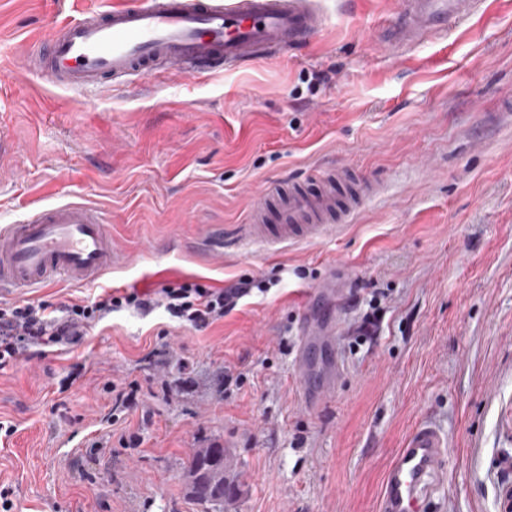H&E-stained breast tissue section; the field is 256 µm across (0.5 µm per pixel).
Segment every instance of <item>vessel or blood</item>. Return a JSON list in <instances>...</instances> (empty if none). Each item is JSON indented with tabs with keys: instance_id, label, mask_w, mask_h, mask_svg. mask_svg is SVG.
<instances>
[{
	"instance_id": "obj_1",
	"label": "vessel or blood",
	"mask_w": 512,
	"mask_h": 512,
	"mask_svg": "<svg viewBox=\"0 0 512 512\" xmlns=\"http://www.w3.org/2000/svg\"><path fill=\"white\" fill-rule=\"evenodd\" d=\"M383 40L411 47L447 34L479 13L483 0H403ZM314 0H140L62 22L44 42L36 66L45 80L83 90L128 78L150 80L168 70L219 72L292 50L321 29ZM332 191L290 194L279 224L254 209L241 244L266 247L319 242L337 230ZM102 211L80 201L35 207L0 225V296H28L57 281L84 287L109 274L116 261ZM337 321L305 311L296 328L294 363L302 404L316 409L334 390L343 364L335 347ZM449 438L432 420H418L389 464L379 512H425L448 472Z\"/></svg>"
}]
</instances>
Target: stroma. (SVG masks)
I'll list each match as a JSON object with an SVG mask.
<instances>
[{"instance_id":"obj_1","label":"stroma","mask_w":512,"mask_h":512,"mask_svg":"<svg viewBox=\"0 0 512 512\" xmlns=\"http://www.w3.org/2000/svg\"><path fill=\"white\" fill-rule=\"evenodd\" d=\"M124 0H0V225L75 199L102 210L119 261L104 287L185 278L268 283L203 332L125 311L63 351L0 370V489L12 512H201L184 491L195 449L229 444L240 492L224 512H378L416 420L448 433L434 512H502L512 484V0H484L440 40L385 50L398 0H317L298 52L134 90L68 91L29 69L55 23ZM346 168L377 185L336 237L284 252L189 250L234 239L255 205L280 221L290 189ZM344 373L300 403L294 326L330 267ZM375 335L357 341L372 296ZM234 383H225V375ZM137 392L112 413L113 385ZM136 434L139 446L113 436Z\"/></svg>"}]
</instances>
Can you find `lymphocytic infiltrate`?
I'll return each instance as SVG.
<instances>
[{
    "label": "lymphocytic infiltrate",
    "instance_id": "1",
    "mask_svg": "<svg viewBox=\"0 0 512 512\" xmlns=\"http://www.w3.org/2000/svg\"><path fill=\"white\" fill-rule=\"evenodd\" d=\"M256 286V281L241 278L222 288L198 279L173 281L151 293L105 288L93 300L60 311L43 300L1 302L0 369L76 344L93 324L126 309L146 315L161 308L178 325L204 331L223 321Z\"/></svg>",
    "mask_w": 512,
    "mask_h": 512
}]
</instances>
